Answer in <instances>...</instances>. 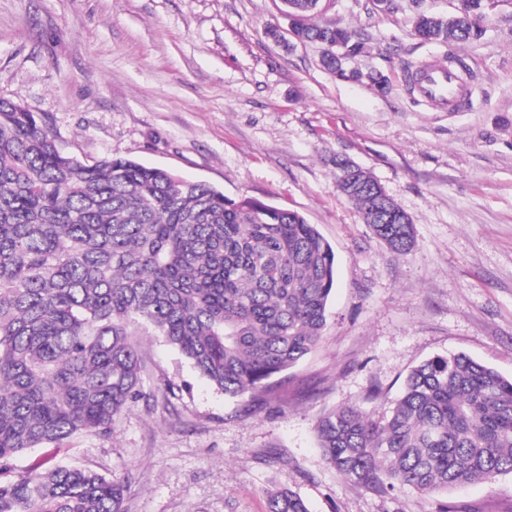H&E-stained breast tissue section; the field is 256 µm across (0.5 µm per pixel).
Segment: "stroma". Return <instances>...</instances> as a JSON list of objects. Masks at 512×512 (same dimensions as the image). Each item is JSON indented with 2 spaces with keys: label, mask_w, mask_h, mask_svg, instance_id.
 <instances>
[{
  "label": "stroma",
  "mask_w": 512,
  "mask_h": 512,
  "mask_svg": "<svg viewBox=\"0 0 512 512\" xmlns=\"http://www.w3.org/2000/svg\"><path fill=\"white\" fill-rule=\"evenodd\" d=\"M279 0H0V100L45 117L86 162L130 158L302 214L336 255L316 350L272 399L230 398L162 336L136 326L144 399L108 436L81 433L16 458L127 479V512H266L297 491L309 512H435L436 495L380 496L324 461L315 423L359 404L389 415L419 362L463 352L512 377V0H490L475 42H422L416 10L458 0H322V20L371 39L387 92L341 81L292 40ZM276 27L281 42L267 37ZM463 58L462 106L433 109L409 70ZM369 172L413 220L395 254L336 189V160ZM378 398L367 399L371 385ZM461 512H512V475L448 492ZM267 512H309L302 497L286 486H278L266 492Z\"/></svg>",
  "instance_id": "1"
}]
</instances>
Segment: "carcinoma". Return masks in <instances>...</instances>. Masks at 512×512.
I'll list each match as a JSON object with an SVG mask.
<instances>
[{
    "label": "carcinoma",
    "instance_id": "obj_1",
    "mask_svg": "<svg viewBox=\"0 0 512 512\" xmlns=\"http://www.w3.org/2000/svg\"><path fill=\"white\" fill-rule=\"evenodd\" d=\"M467 13L414 14L415 35L448 46L481 37ZM303 42L340 80L386 76L351 66L368 39L315 21L320 0H282ZM336 187L394 253L412 218L368 172L336 160ZM336 287L331 245L295 211L224 192L129 158L63 152L46 119L0 100V512H126V482L78 466L16 471L14 460L73 435H107L142 397L130 326L144 322L231 398L269 395L317 346ZM327 464L386 496L422 495L512 474V377L465 353L405 377L390 416L339 405L317 420ZM267 512H309L286 486Z\"/></svg>",
    "mask_w": 512,
    "mask_h": 512
}]
</instances>
